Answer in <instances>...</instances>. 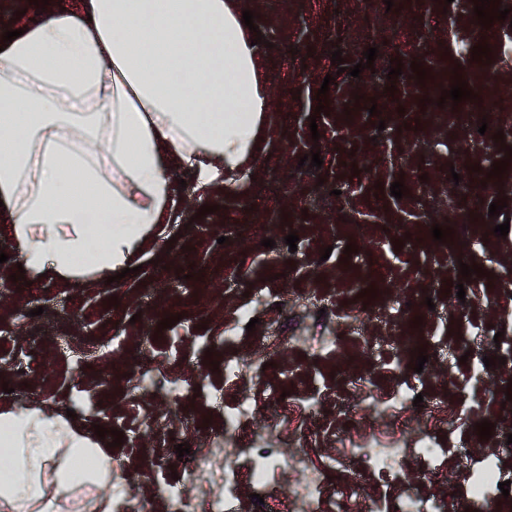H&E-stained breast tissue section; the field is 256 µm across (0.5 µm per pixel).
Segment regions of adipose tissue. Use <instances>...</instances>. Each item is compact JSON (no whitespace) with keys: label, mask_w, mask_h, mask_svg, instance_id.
I'll use <instances>...</instances> for the list:
<instances>
[{"label":"adipose tissue","mask_w":512,"mask_h":512,"mask_svg":"<svg viewBox=\"0 0 512 512\" xmlns=\"http://www.w3.org/2000/svg\"><path fill=\"white\" fill-rule=\"evenodd\" d=\"M0 48V212L33 279L131 261L168 223L170 172L208 191L255 165L270 100L234 0H80ZM0 512H114L97 437L46 407L0 409Z\"/></svg>","instance_id":"adipose-tissue-1"}]
</instances>
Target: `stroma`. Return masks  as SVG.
I'll return each mask as SVG.
<instances>
[{
	"instance_id": "1",
	"label": "stroma",
	"mask_w": 512,
	"mask_h": 512,
	"mask_svg": "<svg viewBox=\"0 0 512 512\" xmlns=\"http://www.w3.org/2000/svg\"><path fill=\"white\" fill-rule=\"evenodd\" d=\"M253 11L267 45L259 73L271 98L262 155L239 176L238 191L218 188L203 195L174 169L177 187L169 204L170 223L150 234L133 258L136 272L114 283L98 276L84 282L45 278L11 283L0 298V407L42 405L73 410L84 427L107 428V455L122 472L129 506L145 501L166 512L167 485L180 488L196 512L224 486V458L241 460L274 449L290 458L289 468L271 472L280 492L303 482L307 468L341 453L340 438L358 444L344 467L368 486L369 501L387 496L365 452L370 440L387 433L392 397L413 353L399 350L403 336L431 351L421 380L425 403L411 417L413 433L396 460L408 490L453 506L455 485L489 457L512 470V446L502 432L512 423V401L488 405V392L504 395L507 382L469 381L460 358L479 347L470 326L501 323L512 294V232L493 229L512 219V205L498 216L489 206L512 196V163L488 188L477 185L476 167L503 160V143L493 136L512 117V62L462 63L460 40L476 38L469 0H236ZM399 58L402 74L388 82L383 71L350 76L367 48ZM341 51L342 66L332 65ZM436 80L435 91L420 85L411 62ZM496 89L468 116L438 101L456 78ZM328 85L325 105L316 94ZM394 94H387L388 85ZM394 101L395 110L369 114L371 103ZM319 150L322 166L305 162ZM403 181L395 198L390 186ZM212 212L200 215L201 206ZM466 236L439 243L432 226L457 223ZM297 233L296 249L285 238ZM274 247H262V238ZM355 245L349 259L322 264L328 245ZM483 267L484 276L463 280L461 264ZM385 270V279L375 278ZM474 296L466 312L451 309L455 287ZM374 295H367V288ZM335 310L337 323L320 316L299 318L298 302ZM258 317L253 339L225 343L240 309ZM175 318L171 328L160 321ZM299 318L304 341L267 354L256 339L278 323ZM235 356L264 362L262 375L244 373L225 383L216 361ZM25 366L17 374L13 360ZM372 377L376 400L353 389L354 376ZM251 410L244 432L224 435V417L235 412L241 393ZM286 402L306 426L291 425L263 440L273 406ZM464 408L458 436L431 431L443 469L425 477L416 452V432L427 424L433 403ZM493 425L480 439L477 423ZM124 435L114 446L113 430ZM201 450L195 481H186L176 447Z\"/></svg>"
}]
</instances>
